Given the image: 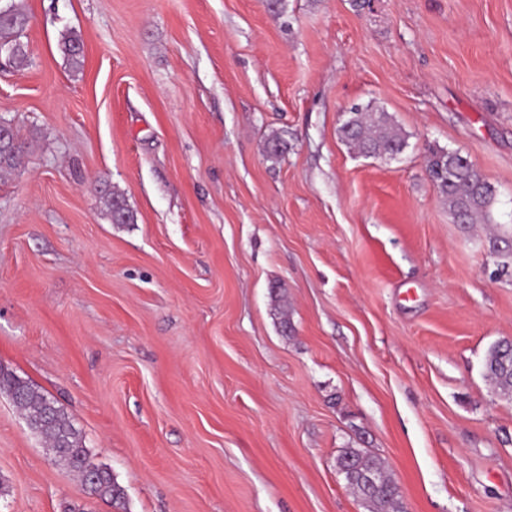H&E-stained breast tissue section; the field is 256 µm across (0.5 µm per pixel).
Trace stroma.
<instances>
[{
    "label": "stroma",
    "mask_w": 512,
    "mask_h": 512,
    "mask_svg": "<svg viewBox=\"0 0 512 512\" xmlns=\"http://www.w3.org/2000/svg\"><path fill=\"white\" fill-rule=\"evenodd\" d=\"M24 4L0 368L64 409L125 505L0 393V512H367L345 448L384 460L405 512H512V402L484 376L512 277L425 173L429 147L467 156L512 225V0ZM355 104L401 128L397 159L341 140ZM108 214L115 224H131L135 221L133 211L128 207L123 197L110 193L105 199Z\"/></svg>",
    "instance_id": "35a3bbf8"
}]
</instances>
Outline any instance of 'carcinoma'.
<instances>
[{"mask_svg": "<svg viewBox=\"0 0 512 512\" xmlns=\"http://www.w3.org/2000/svg\"><path fill=\"white\" fill-rule=\"evenodd\" d=\"M28 18L21 0H11L8 13L0 15V45L14 47V54L7 57L8 66L13 69L26 65L28 60L26 45L21 40ZM60 51L72 67L82 66L83 51L77 36H64ZM340 134L347 144L374 157L399 154L407 146L405 137L394 127L391 116L369 107L352 108L340 127ZM23 156L22 150H1L0 173L21 167ZM425 171L444 203L448 204V213L455 223L465 226L490 223L496 188L468 157L432 148L425 157ZM105 206L112 223H134V213L123 197L111 193L105 199ZM488 248L497 267L512 276V231L491 232ZM484 371L496 395L511 402L512 342L500 340L489 348ZM0 393L11 397L27 422L36 424L34 433L44 440L58 463L81 477L90 495L115 507L123 504L124 490L111 470L87 475L85 461L91 454L63 408L27 380L1 368ZM336 464L349 488L367 505L369 512H400L398 486L387 473L381 458L359 448H346L337 457ZM367 472L379 475L377 484L372 486L364 481L363 474Z\"/></svg>", "mask_w": 512, "mask_h": 512, "instance_id": "carcinoma-1", "label": "carcinoma"}]
</instances>
